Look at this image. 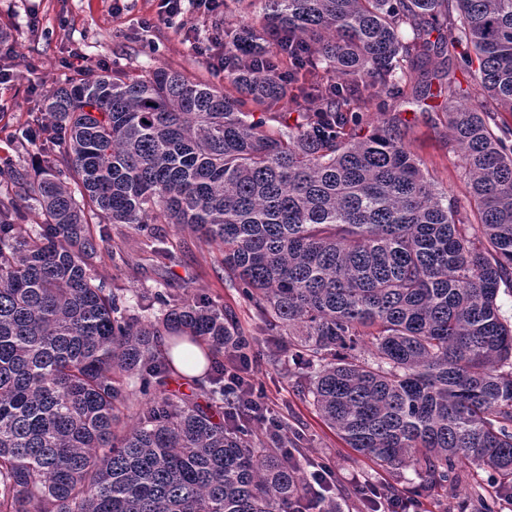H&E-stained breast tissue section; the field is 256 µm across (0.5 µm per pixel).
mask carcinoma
<instances>
[{"label":"carcinoma","instance_id":"1","mask_svg":"<svg viewBox=\"0 0 512 512\" xmlns=\"http://www.w3.org/2000/svg\"><path fill=\"white\" fill-rule=\"evenodd\" d=\"M454 11L478 104L450 88L446 118L477 224L427 179L400 117L355 133L404 61L445 52L431 35ZM296 40L302 67L338 82L288 88L278 60ZM224 49L230 92L166 68L87 73L14 135L61 141L66 158L35 179L0 168L41 218L0 195V512H301L307 498L278 452L287 433L224 422L245 387L168 389L180 342L209 359L249 346L178 288L156 321L128 315L98 269L106 224L187 225L216 246L269 330L288 329L314 407L354 451L413 467L427 493L466 465L512 488V324L497 303L512 288V133L496 121L512 114V0H265ZM305 97L319 107L283 111ZM133 378L145 402L128 425Z\"/></svg>","mask_w":512,"mask_h":512}]
</instances>
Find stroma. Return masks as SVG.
I'll list each match as a JSON object with an SVG mask.
<instances>
[{"mask_svg":"<svg viewBox=\"0 0 512 512\" xmlns=\"http://www.w3.org/2000/svg\"><path fill=\"white\" fill-rule=\"evenodd\" d=\"M261 9V0H224V9L207 13L187 11L174 24L157 18L158 0H126L115 10L113 0H0V30L9 34L14 51L0 57V67L9 69L11 80L0 85V158L12 159L35 170L45 154L33 144L16 149L11 132L31 124L40 95L38 85L56 87L80 77L82 71L120 70L138 74L145 69L173 68L201 81L224 85L215 75L208 56L196 53L189 33L198 38L216 30L237 28L251 21ZM154 25L143 28L142 19ZM82 60H75V53ZM444 96L415 101L411 90H383L364 115L363 131L381 124L384 114H400L406 124L404 141L418 158L426 177L439 190L449 192L464 216H471L468 187L460 150L453 143L443 116ZM111 252L103 253L100 271L113 291L125 296L129 310L140 321L158 317L150 307L155 292L173 282L192 296L208 300L231 317L236 332L247 337L257 356L252 371L254 384L288 429L299 435L294 459L305 472L329 464L336 472L331 495L342 512H365L359 488L365 482L386 483L393 492L414 495L413 469L403 478L378 468L370 459L349 448L320 419L297 371L273 365L267 358L277 346L265 318L247 300L225 269L217 248L206 245L190 228L173 224H112L108 227ZM167 248L169 260L159 262L154 251ZM458 489L449 490L444 501L419 496L420 512H479L481 501L493 504L494 512H512V494L492 487L487 474L473 468L460 470Z\"/></svg>","mask_w":512,"mask_h":512,"instance_id":"stroma-1","label":"stroma"}]
</instances>
